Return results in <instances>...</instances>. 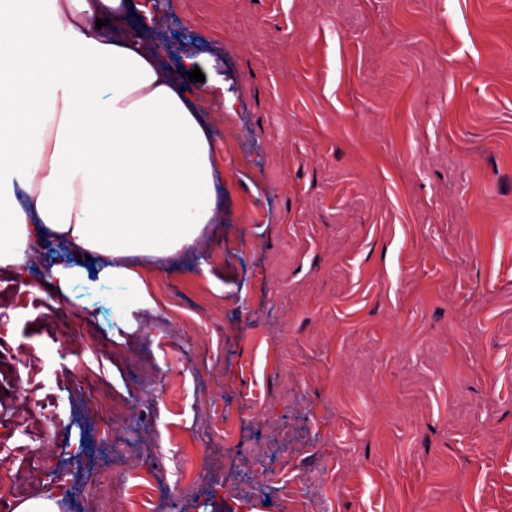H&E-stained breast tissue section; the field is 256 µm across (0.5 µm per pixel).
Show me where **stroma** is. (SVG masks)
Masks as SVG:
<instances>
[{"instance_id": "stroma-1", "label": "stroma", "mask_w": 512, "mask_h": 512, "mask_svg": "<svg viewBox=\"0 0 512 512\" xmlns=\"http://www.w3.org/2000/svg\"><path fill=\"white\" fill-rule=\"evenodd\" d=\"M156 14L185 88L231 102L203 108L224 208L197 250L135 259L121 317L0 268V471L63 480L62 512L101 475L117 512H512V0Z\"/></svg>"}]
</instances>
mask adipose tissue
<instances>
[{
  "mask_svg": "<svg viewBox=\"0 0 512 512\" xmlns=\"http://www.w3.org/2000/svg\"><path fill=\"white\" fill-rule=\"evenodd\" d=\"M0 41V267L23 270L43 239L65 248L50 286H110L144 306L136 257L195 249L223 173L200 103L127 33L131 0H7ZM104 27H97V20ZM93 254L94 268L71 255Z\"/></svg>",
  "mask_w": 512,
  "mask_h": 512,
  "instance_id": "ef3b65f1",
  "label": "adipose tissue"
}]
</instances>
